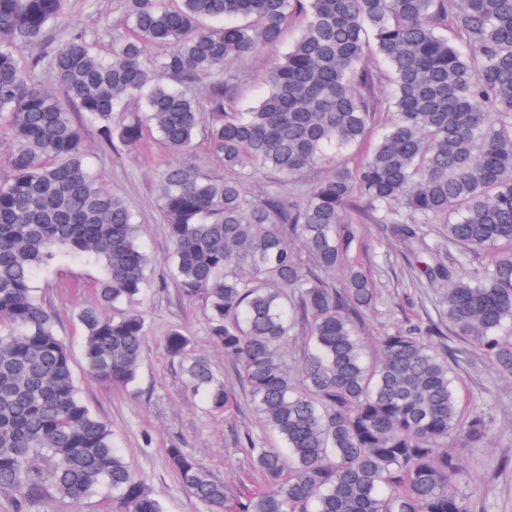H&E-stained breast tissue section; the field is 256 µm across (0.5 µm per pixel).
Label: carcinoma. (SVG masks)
Instances as JSON below:
<instances>
[{
    "mask_svg": "<svg viewBox=\"0 0 512 512\" xmlns=\"http://www.w3.org/2000/svg\"><path fill=\"white\" fill-rule=\"evenodd\" d=\"M64 9L0 0V134L10 141L0 161V491L15 512L103 489L121 512H161L80 398L55 311L33 287L60 249L102 260L98 303L79 312L86 371L134 383L147 335L134 304L152 260L123 198L90 172L75 112L105 143L135 148L147 129L178 157L156 179L174 278L206 300L213 343L286 445L249 440L267 486L238 512H471L480 491L461 486L448 440L477 448L491 424L479 407L462 413L448 349L430 338L447 328L512 377V0H124L127 32L110 56L77 31L21 59L17 48L43 44ZM294 22L299 36L271 61L267 91L241 108L227 63L276 47ZM152 46L166 51L151 56ZM370 52L389 71L387 125L348 168L339 156L370 135L378 111L366 95L379 79L363 66ZM133 96L144 118L116 133L112 113ZM199 136L226 168L251 163L288 181L319 163L330 173L298 200H252L247 177L201 171ZM352 210L430 253L421 225L438 222L455 251L451 264L422 269L444 287L446 328L385 332L376 366L359 326L376 292ZM481 253V270L454 275ZM296 326L308 348L293 376L283 344ZM167 350L186 386L224 409V382L187 336L171 331ZM167 455L190 495L225 512L224 484L182 448Z\"/></svg>",
    "mask_w": 512,
    "mask_h": 512,
    "instance_id": "obj_1",
    "label": "carcinoma"
}]
</instances>
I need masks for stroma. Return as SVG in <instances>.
I'll return each instance as SVG.
<instances>
[{
    "mask_svg": "<svg viewBox=\"0 0 512 512\" xmlns=\"http://www.w3.org/2000/svg\"><path fill=\"white\" fill-rule=\"evenodd\" d=\"M126 27L122 0H66L63 19L50 26L48 35L57 41L68 31H87L96 35L95 48L104 55L111 50V34ZM270 58V52L262 51L229 62V89L241 103H251L265 92ZM85 138L91 172L124 198L153 259L151 286L139 306L147 338L134 385L107 387L85 371L83 329L77 313L97 302L95 285L103 271L98 261L57 254L35 278L37 295L56 313V332L72 354L81 398L109 424L116 446L132 470L145 479L162 512H206L168 465L167 450L174 445L198 458L223 483L227 507L234 512L238 502L265 482L253 464L249 440H256L261 448H278L282 442L255 411L236 366L213 344L204 301L182 296L172 276L171 244L154 186L158 171L175 157L156 139L140 150L105 146L92 125L86 126ZM358 258L370 269L377 295L374 308L362 317L368 363L379 359L380 334L404 328L410 321L424 326L445 323L441 290L418 281L416 257L406 243L369 224ZM173 329L188 336L191 349L205 355L223 379L230 396L225 412H210L203 394L184 388L179 363L166 351V338ZM445 342L455 354L450 366L461 406H484L493 422L487 448H456L464 480L467 486L480 488L492 512H512V467L502 466L503 460L512 458V377L498 372L471 343L451 334Z\"/></svg>",
    "mask_w": 512,
    "mask_h": 512,
    "instance_id": "obj_1",
    "label": "stroma"
}]
</instances>
